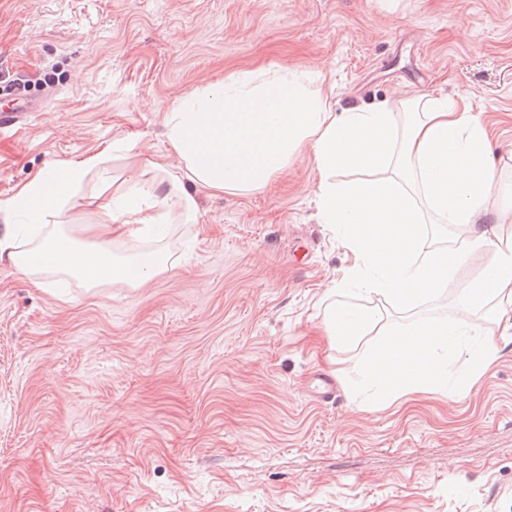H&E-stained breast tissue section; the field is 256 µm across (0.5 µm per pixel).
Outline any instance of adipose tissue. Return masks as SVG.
I'll use <instances>...</instances> for the list:
<instances>
[{
	"label": "adipose tissue",
	"instance_id": "obj_1",
	"mask_svg": "<svg viewBox=\"0 0 512 512\" xmlns=\"http://www.w3.org/2000/svg\"><path fill=\"white\" fill-rule=\"evenodd\" d=\"M321 72H241L181 98L165 119L166 139L178 171L164 158H142L123 179L103 175L107 151L38 171L0 202V262L34 285L63 274L95 288L145 284L167 268L160 251L116 255L112 235L165 237L173 224L193 223L194 189L247 193L265 188L301 151L310 148L322 178L315 191L321 223L335 226L353 260L336 282V301L325 309L328 336L352 344L376 324L374 309L350 295L382 298L403 309L447 290L474 251L494 262L459 291L455 320L419 319L392 330L368 352L359 375L372 401L389 405L427 388L467 393L481 367L499 352L475 340L477 313L502 319L512 306V246L487 227L498 174L485 126L465 100L415 95L395 103L337 110L322 89ZM339 171L354 172L346 183ZM102 178L83 204L100 222L68 231L63 219L76 191L92 173ZM33 225L18 237L13 227ZM429 224L465 228L462 248L432 246ZM462 369H455L457 360Z\"/></svg>",
	"mask_w": 512,
	"mask_h": 512
}]
</instances>
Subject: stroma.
Returning a JSON list of instances; mask_svg holds the SVG:
<instances>
[{"label": "stroma", "instance_id": "stroma-1", "mask_svg": "<svg viewBox=\"0 0 512 512\" xmlns=\"http://www.w3.org/2000/svg\"><path fill=\"white\" fill-rule=\"evenodd\" d=\"M318 69L337 108L465 98L512 194V0H0V84L42 111L0 129V201L35 172L111 147L178 166L177 99L242 71ZM309 153L248 194H196L171 264L139 288L44 287L0 263V512H512V335L467 394L389 406L358 387L367 350L454 294L376 297L357 344L322 326L349 262L320 223ZM336 385L321 401L318 375Z\"/></svg>", "mask_w": 512, "mask_h": 512}]
</instances>
